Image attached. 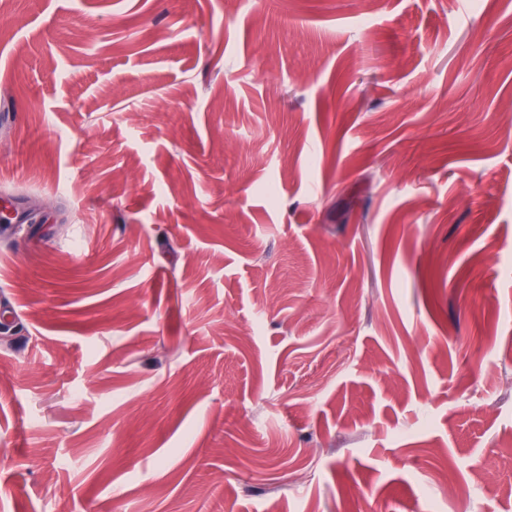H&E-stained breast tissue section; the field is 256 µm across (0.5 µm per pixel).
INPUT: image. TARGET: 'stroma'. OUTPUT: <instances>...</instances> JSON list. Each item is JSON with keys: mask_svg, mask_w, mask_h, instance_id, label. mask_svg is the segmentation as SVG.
<instances>
[{"mask_svg": "<svg viewBox=\"0 0 512 512\" xmlns=\"http://www.w3.org/2000/svg\"><path fill=\"white\" fill-rule=\"evenodd\" d=\"M0 512H512V0H0Z\"/></svg>", "mask_w": 512, "mask_h": 512, "instance_id": "1", "label": "stroma"}]
</instances>
